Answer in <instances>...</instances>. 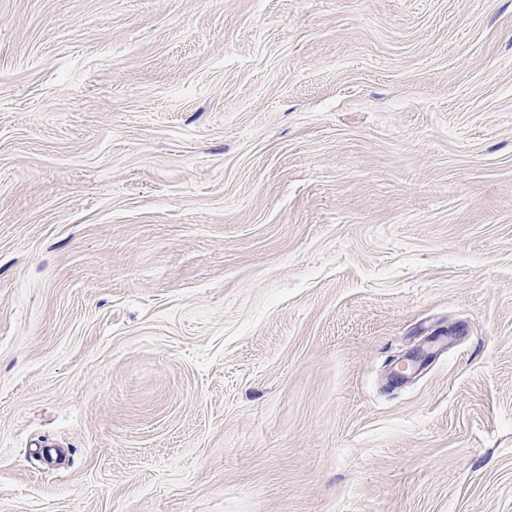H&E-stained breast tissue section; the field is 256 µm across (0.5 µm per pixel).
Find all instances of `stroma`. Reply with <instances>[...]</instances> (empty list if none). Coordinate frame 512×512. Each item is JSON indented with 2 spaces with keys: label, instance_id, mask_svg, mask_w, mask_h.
<instances>
[{
  "label": "stroma",
  "instance_id": "35a3bbf8",
  "mask_svg": "<svg viewBox=\"0 0 512 512\" xmlns=\"http://www.w3.org/2000/svg\"><path fill=\"white\" fill-rule=\"evenodd\" d=\"M0 512H512V0H0Z\"/></svg>",
  "mask_w": 512,
  "mask_h": 512
}]
</instances>
